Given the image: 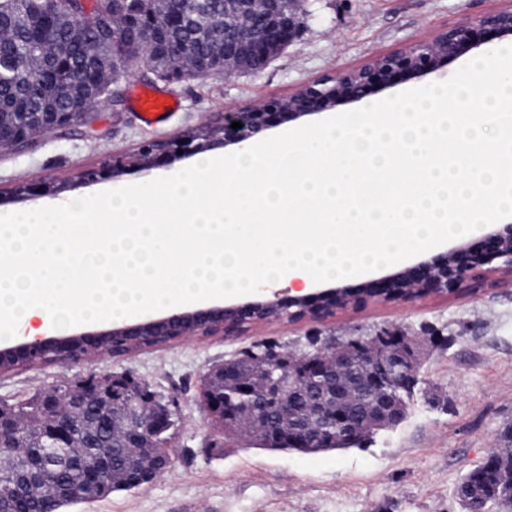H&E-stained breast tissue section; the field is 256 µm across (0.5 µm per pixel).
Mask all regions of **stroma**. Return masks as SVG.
<instances>
[{"label": "stroma", "instance_id": "1", "mask_svg": "<svg viewBox=\"0 0 512 512\" xmlns=\"http://www.w3.org/2000/svg\"><path fill=\"white\" fill-rule=\"evenodd\" d=\"M512 0H305L301 36L261 70L167 82L135 64L111 84L92 126L38 137L0 152V190L40 178L60 185L58 202L107 189L76 182L114 153L134 154L259 101L366 64L447 26ZM157 90L179 107L145 125L135 89ZM403 331L420 341V383L403 420L367 447L273 451L226 441L199 406L201 377L262 342L292 349L308 338ZM125 374L175 401L171 461L151 483L68 506L67 512H460L455 489L512 426V275L483 271L460 291L414 302L369 303L325 322L257 325L225 338L173 341L122 357L21 367L0 374V407L61 382Z\"/></svg>", "mask_w": 512, "mask_h": 512}]
</instances>
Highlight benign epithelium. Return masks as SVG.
Wrapping results in <instances>:
<instances>
[{
    "label": "benign epithelium",
    "mask_w": 512,
    "mask_h": 512,
    "mask_svg": "<svg viewBox=\"0 0 512 512\" xmlns=\"http://www.w3.org/2000/svg\"><path fill=\"white\" fill-rule=\"evenodd\" d=\"M173 0H162L168 24L178 28L190 22L213 29L214 38H224V47L184 60L182 53H170L176 59L167 80L203 77L214 73L253 72L292 44L300 35L304 16L302 0H224V21L210 14L209 0H190L189 8L175 9ZM155 10L122 12L108 27L103 14L98 27L110 37L120 29L124 52L112 58L113 70L123 68L129 54L135 52L151 32L149 23ZM512 44V5L490 11L475 21H465L437 32L429 39L415 41L391 53L374 56L366 65L324 77L304 85L296 93L266 100L240 112H226L224 119L200 130L167 140L144 143L134 155L114 154L96 168L79 174L84 183L113 180L131 169L150 171L171 167L195 154L218 149H242L264 132L284 123H297L329 111L358 106L367 98L387 93L399 85L420 82L440 72L461 57L487 52ZM70 107L61 112H41L38 120H0V151H22L42 134L74 125H91L93 106L84 104L80 95L69 99ZM239 122L235 130L231 124ZM59 188L41 179L16 186L15 199L57 195ZM512 274V220L492 224L477 248L458 245L446 253L417 261L415 264L367 282L352 291L343 287L320 288L301 296L268 297L260 292L216 304H192L180 310L149 313L112 322L95 331H77L67 336H42L21 344L0 348V373L13 366L38 365L47 354L57 363L77 362L101 356H113V344L134 351L149 338L183 340L201 336H240L247 328L284 319L326 321L337 311L371 302L413 301L432 293H452L480 274L494 261ZM264 361L275 365L277 373L260 386L246 384L229 395H213L204 401L206 415L224 420V426L238 419L237 408L262 396V407L245 426L267 428L265 411L276 410L281 416L279 430L300 445L312 444L319 433L336 429L345 436L355 434L360 414L350 404L348 393L357 391L366 397L365 415L392 425L400 419L396 397L398 390H412L417 384L416 354L413 341L397 336L389 339L379 353L368 356L331 338L302 359V368L294 369L286 350L276 349ZM309 384L321 392L309 404V419L304 425L293 423L288 400ZM106 398L125 407L129 414L148 422L161 435L173 425L169 406L145 389L132 390L127 375L106 379H87L72 384L63 400L43 398L39 429L49 448H67L71 439V418L87 406Z\"/></svg>",
    "instance_id": "benign-epithelium-1"
}]
</instances>
